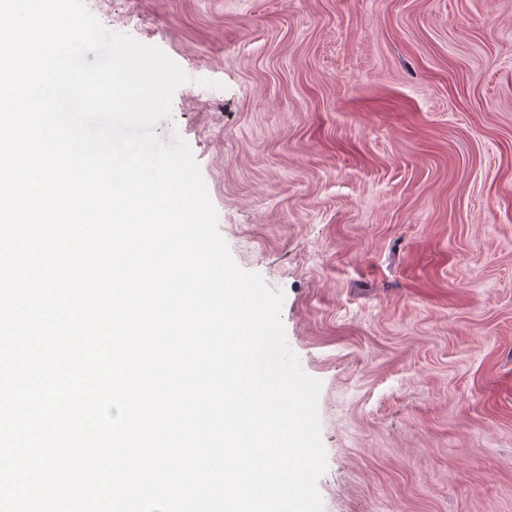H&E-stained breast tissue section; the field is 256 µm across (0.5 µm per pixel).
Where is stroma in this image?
<instances>
[{
	"label": "stroma",
	"instance_id": "stroma-1",
	"mask_svg": "<svg viewBox=\"0 0 512 512\" xmlns=\"http://www.w3.org/2000/svg\"><path fill=\"white\" fill-rule=\"evenodd\" d=\"M187 74L234 263L320 381L322 512H512V0H85Z\"/></svg>",
	"mask_w": 512,
	"mask_h": 512
}]
</instances>
